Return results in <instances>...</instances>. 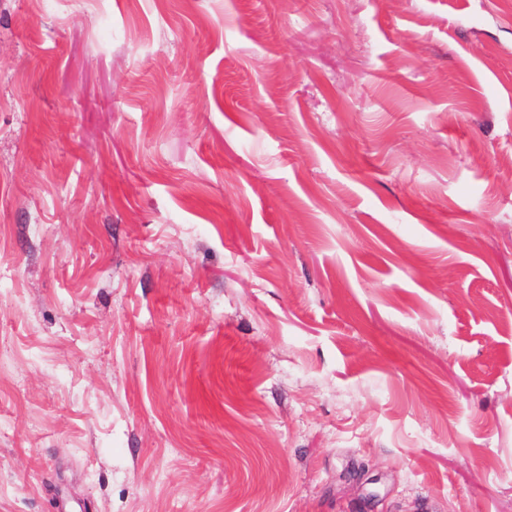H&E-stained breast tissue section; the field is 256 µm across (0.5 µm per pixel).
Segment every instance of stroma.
<instances>
[{
  "label": "stroma",
  "mask_w": 512,
  "mask_h": 512,
  "mask_svg": "<svg viewBox=\"0 0 512 512\" xmlns=\"http://www.w3.org/2000/svg\"><path fill=\"white\" fill-rule=\"evenodd\" d=\"M0 512H512V0H0Z\"/></svg>",
  "instance_id": "obj_1"
}]
</instances>
